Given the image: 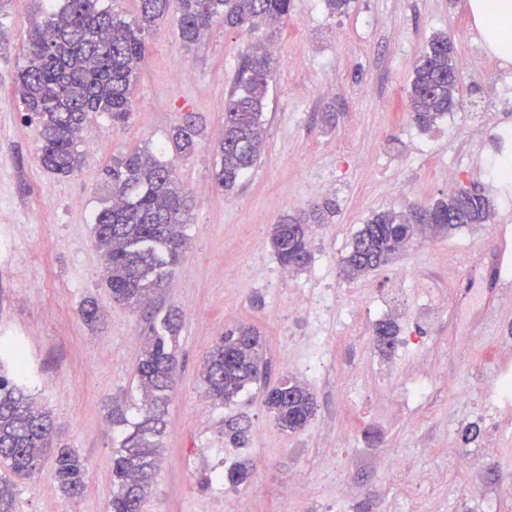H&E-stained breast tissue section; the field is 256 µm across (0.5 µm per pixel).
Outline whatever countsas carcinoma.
Segmentation results:
<instances>
[{
	"mask_svg": "<svg viewBox=\"0 0 512 512\" xmlns=\"http://www.w3.org/2000/svg\"><path fill=\"white\" fill-rule=\"evenodd\" d=\"M134 18L104 0H54L28 31L27 46L16 72L19 110L37 123L41 140L39 161L54 174L69 176L85 160L82 131L101 112L112 123L130 115L131 97L146 55L143 33L170 10L178 15V31L186 44L197 42L216 22L242 28L258 21L270 24L288 17L291 0H138ZM454 47L446 33L434 34L413 65L407 112L421 128L452 112L457 90L448 87L454 69ZM278 59L270 42L259 41L242 56L233 88L224 102V133L215 147L214 179L224 191L233 190L260 162L264 151L263 116L269 83ZM200 130L192 124L174 128L172 150L193 151ZM166 149L134 151L112 165V202L93 217V233L102 254L103 281L112 298L132 309L148 304L171 277L187 250L189 196L179 182ZM462 217L450 224L445 217ZM493 215L491 200L477 188H460L434 204L409 211L373 215L354 234L339 259V277L347 282L364 278L391 263L417 235H451L464 226L486 224ZM320 208L284 215L270 234L281 265L298 256L294 271L311 260V228L321 224ZM181 316L168 309L155 316L136 366L138 419L132 422L119 405L110 409L112 424L128 426L112 455V497L109 512H143L154 476L162 460L161 439L166 408L176 383V337ZM399 332L386 318L376 323L378 350L391 354ZM257 329L240 323L227 331L209 352L202 379L209 396L230 403L258 381L265 368ZM263 405L276 424L294 433L316 414V399L308 385L288 379L263 392ZM53 422L17 384L13 374L0 372V512H15L16 484L12 476L36 473L51 448ZM250 422L242 416L224 420V435L242 447ZM250 461L233 463L219 475L234 486L246 483ZM85 460L77 450L60 447L55 455L54 479L69 497L83 491Z\"/></svg>",
	"mask_w": 512,
	"mask_h": 512,
	"instance_id": "obj_1",
	"label": "carcinoma"
}]
</instances>
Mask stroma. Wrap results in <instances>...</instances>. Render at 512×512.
Segmentation results:
<instances>
[{
	"mask_svg": "<svg viewBox=\"0 0 512 512\" xmlns=\"http://www.w3.org/2000/svg\"><path fill=\"white\" fill-rule=\"evenodd\" d=\"M44 7L13 0L0 23V340L22 347V385L50 412L57 442L79 449L86 475L83 493L65 496L53 459H45L18 480L16 512H108L121 439L108 410L115 401L133 405L150 323L172 307L183 313L178 378L145 512H200L216 492L205 476L243 456L251 477L225 486L222 512H328L336 503L342 512H512V495L498 491L512 480V411L459 403L465 387L512 373V309L498 311L495 333L473 334L479 303L494 294L488 270L497 226L512 216V184L495 183L492 173L498 136L512 133V58L481 70L488 50L466 0H350L343 14L324 0H292L273 40L279 65L265 151L230 194L215 184L213 145L254 32L219 24L188 46L175 15L157 20L128 122L116 127L108 115L94 116L84 166L61 177L41 167L38 129L15 95L17 57ZM440 31L455 44L462 106L423 131L406 112L407 92L415 59ZM180 68L190 80L174 79ZM188 119L204 130L175 162L193 198L188 249L167 288L134 311L101 283L92 216L112 195L107 170L115 158L167 144ZM318 182L325 192L314 193ZM452 183L484 190L494 203L491 223L415 240L361 280L339 277V258L374 213L447 198ZM315 206L331 212L314 227L312 261L281 282L271 226ZM87 300L102 323L83 320ZM278 309L287 321L273 319ZM229 310L259 331L271 380L296 378L314 393L316 415L303 430H281L260 390L227 405L206 397L201 367L232 327ZM388 316L400 334L385 356L373 347V328ZM303 359L312 372L300 369ZM419 380L430 381L429 393L404 399L402 389ZM234 415L251 423L243 448L224 441V420ZM471 422L480 435L461 444L458 430ZM458 454L472 456L471 469L456 468ZM393 459L432 472L431 483L419 487L392 472Z\"/></svg>",
	"mask_w": 512,
	"mask_h": 512,
	"instance_id": "1",
	"label": "stroma"
}]
</instances>
